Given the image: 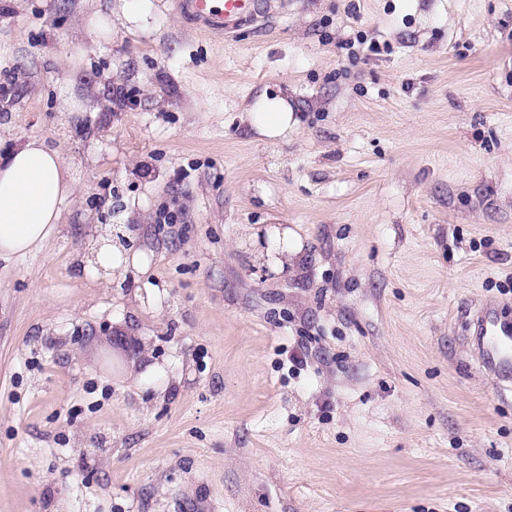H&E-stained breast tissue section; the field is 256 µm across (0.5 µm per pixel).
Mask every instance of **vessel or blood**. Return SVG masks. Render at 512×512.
<instances>
[{
    "label": "vessel or blood",
    "mask_w": 512,
    "mask_h": 512,
    "mask_svg": "<svg viewBox=\"0 0 512 512\" xmlns=\"http://www.w3.org/2000/svg\"><path fill=\"white\" fill-rule=\"evenodd\" d=\"M185 18L202 33L221 36L253 21L267 8L266 0H178ZM470 336L473 356L491 375L497 395L512 394V322L491 306L483 307Z\"/></svg>",
    "instance_id": "vessel-or-blood-1"
}]
</instances>
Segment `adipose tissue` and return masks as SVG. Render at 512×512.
<instances>
[{
    "label": "adipose tissue",
    "mask_w": 512,
    "mask_h": 512,
    "mask_svg": "<svg viewBox=\"0 0 512 512\" xmlns=\"http://www.w3.org/2000/svg\"><path fill=\"white\" fill-rule=\"evenodd\" d=\"M244 119L265 137L287 136L296 122L280 97L261 100ZM75 178L60 152L29 137L0 157V257H23L56 234Z\"/></svg>",
    "instance_id": "ef3b65f1"
}]
</instances>
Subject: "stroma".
<instances>
[{"mask_svg": "<svg viewBox=\"0 0 512 512\" xmlns=\"http://www.w3.org/2000/svg\"><path fill=\"white\" fill-rule=\"evenodd\" d=\"M130 4L0 0V157L40 137L77 182L0 258V512H512L467 344L512 320V0H288L221 38ZM278 88L271 140L242 114ZM110 224L147 272L89 268Z\"/></svg>", "mask_w": 512, "mask_h": 512, "instance_id": "35a3bbf8", "label": "stroma"}]
</instances>
